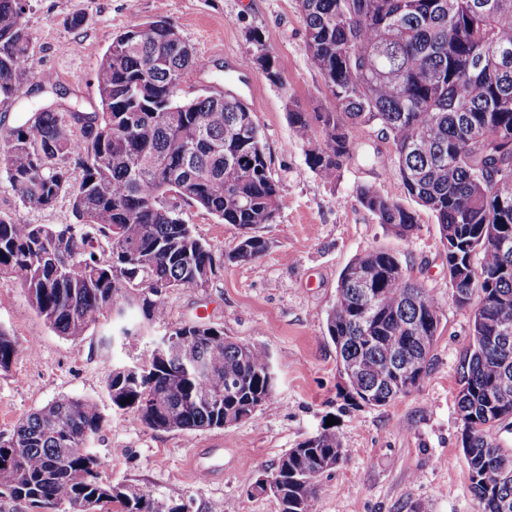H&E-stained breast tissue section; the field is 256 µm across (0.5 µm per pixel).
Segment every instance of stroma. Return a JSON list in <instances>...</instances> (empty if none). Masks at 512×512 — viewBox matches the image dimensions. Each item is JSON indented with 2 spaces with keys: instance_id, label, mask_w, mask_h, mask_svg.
Segmentation results:
<instances>
[{
  "instance_id": "35a3bbf8",
  "label": "stroma",
  "mask_w": 512,
  "mask_h": 512,
  "mask_svg": "<svg viewBox=\"0 0 512 512\" xmlns=\"http://www.w3.org/2000/svg\"><path fill=\"white\" fill-rule=\"evenodd\" d=\"M76 13L84 23L74 29L69 20ZM159 14L207 63L185 76L180 96L221 90L244 102L282 188L276 223L261 229L269 242L265 255L225 264L208 288L168 294V323L209 322L267 348L276 372L273 398L253 418L229 427L149 430L134 414L113 408L106 384L113 365L147 355L152 336L112 348L106 316L70 340L36 314L17 279L0 277V328L24 348L9 370L0 371V439L52 401L88 399L105 419L92 443L103 482L135 485L156 502L187 504L189 512H279L274 498L251 495L253 483L331 417L347 456L322 477L313 512H478L457 407L469 312L451 297L447 251L428 210L418 208L417 228L402 240L362 206L361 184L405 200L397 178L362 158L349 162L332 185L308 167L288 108L318 110L326 88L308 59L298 0H29L35 72L22 97L0 105V129L47 103L59 112L75 105L100 111L96 71L103 53L117 33ZM264 53L276 78L255 63ZM0 212L31 224L75 221L68 199L35 209L2 177ZM182 217L215 250L231 252L239 241L237 227L199 207L183 205ZM380 248L397 253L413 279L438 297L439 334L418 388L384 407H352L338 395L342 379L325 321L344 267ZM210 448L223 449L224 466L207 477L196 473L194 458Z\"/></svg>"
}]
</instances>
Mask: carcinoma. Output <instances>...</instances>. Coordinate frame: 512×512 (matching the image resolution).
Masks as SVG:
<instances>
[{
  "label": "carcinoma",
  "instance_id": "1",
  "mask_svg": "<svg viewBox=\"0 0 512 512\" xmlns=\"http://www.w3.org/2000/svg\"><path fill=\"white\" fill-rule=\"evenodd\" d=\"M298 0L311 65L328 97L319 112L288 117L307 164L334 183L374 130L393 155L377 164L398 178L410 199L431 212L448 254V283L458 307L480 293L471 311L470 343L459 364L462 449L480 512H512V450L495 430L512 426V249L489 236L499 224L512 239V0ZM28 0H0V102L19 97L34 75ZM143 35L117 34L96 73L101 111L64 116L41 107L0 130V175L23 202L49 209L68 197L74 224H29L0 213V277L19 280L35 312L73 341L112 313L117 336L167 324L165 298L199 291L224 269L262 257L257 233L274 224L281 190L269 172L252 112L216 94L182 99L183 78L202 64L188 44L171 40L158 15ZM81 169L76 179L70 160ZM363 207L384 229L407 240L417 214L376 188H357ZM196 205L242 231L219 253L196 237L175 200ZM372 273L368 288L352 271ZM326 332L339 368L356 370L339 390L355 407H382L418 387L438 335L440 303L413 280L397 254L374 249L343 269ZM166 335L189 353H151L112 370V406L154 431L222 428L254 416L274 394L271 354L189 321ZM23 348L0 329V370ZM420 361L408 379L393 377L404 357ZM96 403L62 398L29 414L0 441V497L52 503L67 512L163 511L132 485L104 484L88 441L103 429ZM336 426L322 427L289 449L274 468L284 496L280 512H311L321 477L346 457Z\"/></svg>",
  "mask_w": 512,
  "mask_h": 512
}]
</instances>
